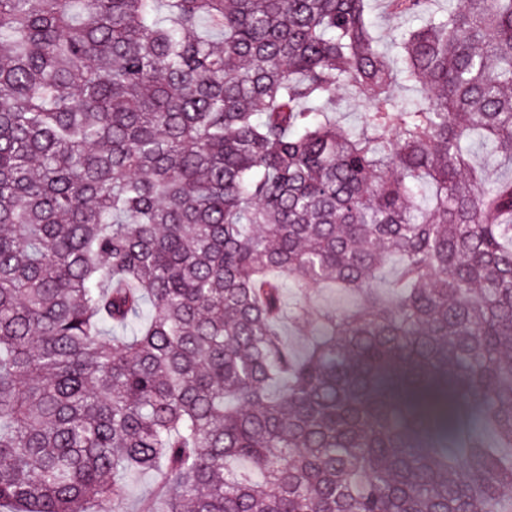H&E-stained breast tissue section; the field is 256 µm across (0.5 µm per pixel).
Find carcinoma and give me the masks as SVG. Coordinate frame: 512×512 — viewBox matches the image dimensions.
<instances>
[{"label":"carcinoma","mask_w":512,"mask_h":512,"mask_svg":"<svg viewBox=\"0 0 512 512\" xmlns=\"http://www.w3.org/2000/svg\"><path fill=\"white\" fill-rule=\"evenodd\" d=\"M372 2L0 0V512H502L512 0ZM374 27L381 35L382 43L388 52L392 49V42L398 37L401 29L408 27H418L421 21L417 18H409L405 20L393 19L388 17L379 6L373 13ZM367 107V101L363 99H354L345 97L341 103V109L338 120L346 129L355 127L362 119L363 113ZM472 150L477 160L487 165L491 179L504 181L512 177L511 165L502 163L491 156L489 149L478 138L473 141ZM359 304L357 294L342 288H322L318 292L317 305L321 308L347 310ZM157 481L153 472L130 476L127 480L124 507L127 512H138L140 501L151 494Z\"/></svg>","instance_id":"1"}]
</instances>
